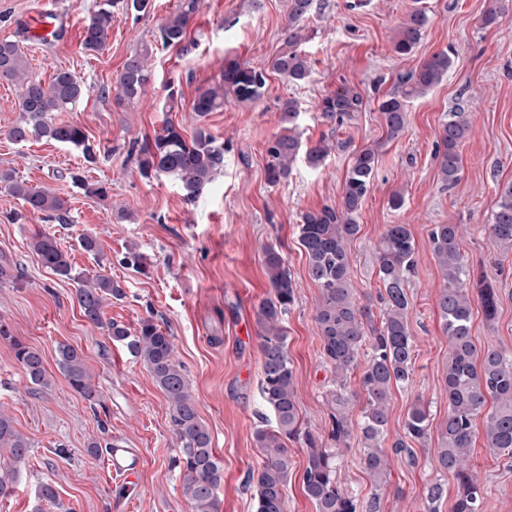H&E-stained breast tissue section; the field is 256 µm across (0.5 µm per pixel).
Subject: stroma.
<instances>
[{
	"label": "stroma",
	"instance_id": "stroma-1",
	"mask_svg": "<svg viewBox=\"0 0 512 512\" xmlns=\"http://www.w3.org/2000/svg\"><path fill=\"white\" fill-rule=\"evenodd\" d=\"M95 2L0 0V40L17 42L33 73L47 83L55 70L66 69L87 85L88 94L66 118L81 124L101 146V159L87 177L111 189L103 202L72 186L68 174L83 163L76 150L43 139L10 140L8 131L19 118L16 89L0 82V170H14L33 187H54L67 199L70 217L66 224L35 217L14 221L22 203L0 188V267L6 269L0 277V321L42 353L53 381L52 388L33 391L11 346L0 341V411L32 444L26 463L13 467V491L0 497V512H111L103 457L87 450L98 436L121 439L143 453L142 491L132 512H192L182 493L180 447L164 394L125 346L84 319L75 283L41 265L30 247L31 236L40 230L56 236L78 271L108 275L121 286L122 297L104 308L105 320L133 329L151 316L169 330L223 464L222 512H255L253 477L264 456L254 432L272 416L260 396L257 309L270 291L263 250L276 246L296 285L283 326L301 430L331 447L326 394L336 375L320 350L314 320L319 290L307 274L298 224L306 211L340 205L353 152L376 143L382 150L358 213L360 231L348 245L351 286L359 303L379 310L384 288L376 275L375 247L387 225H408L417 260L408 289L414 381L392 391L384 441L390 461L386 482H374L364 469L356 434L340 453L337 478L358 501L378 498L379 512H427L425 489L440 483L446 494L439 512H450L457 484L434 466L436 440L413 444L408 451L395 450L394 443L404 434L416 398H423L432 424L448 414L443 382L448 339L436 305L442 279L429 242L432 225L462 226L467 267L486 274L499 291L494 322L474 307L472 336L478 346L512 356V253L503 254L486 230L497 188L512 182V14L486 28L481 19L492 0H365L356 8L350 0H315L304 21L309 38L301 46L312 69L308 81L296 86L269 74L259 102L244 107L229 99L223 111L200 121L191 100L198 88L219 79L225 58L263 69L280 50L288 0H201L189 26L196 46L186 54L156 41L159 24L177 0H155L152 13L140 18L117 13L106 49L85 52L82 33ZM417 7L426 9L430 22L417 51L398 56L391 44L394 31ZM49 8L63 18L64 39L58 43L29 35L39 13ZM146 47L151 79L139 103L121 108L101 97V88L112 87L126 59ZM441 51L452 54L448 74L427 95L408 102L404 135L386 141L379 103L393 90L395 74ZM344 84L360 91L365 108L338 127L321 119L316 105ZM172 87L181 99L169 113L163 106ZM289 98L300 112L297 133L303 146L327 139L336 147L319 167L297 162L288 178L272 184L267 148L283 131L280 105ZM460 108L471 115V131L460 147L461 179L448 189L438 178L435 149L449 112ZM168 119L189 134L205 125L224 143L223 173L192 204L173 179L142 178L127 159L125 142L153 136ZM395 192L404 199L397 210L388 205ZM86 232L97 234L100 254L80 247L78 238ZM132 246L144 255L146 271L122 264ZM61 343L81 349L101 393L100 406L91 407L60 373L56 349ZM286 446L293 463L284 488L288 512H316L302 486L305 444L290 440ZM470 465L487 489L484 512H512V458L490 453L479 436ZM43 484L56 489V504L39 498Z\"/></svg>",
	"mask_w": 512,
	"mask_h": 512
}]
</instances>
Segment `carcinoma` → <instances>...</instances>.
<instances>
[{
	"label": "carcinoma",
	"mask_w": 512,
	"mask_h": 512,
	"mask_svg": "<svg viewBox=\"0 0 512 512\" xmlns=\"http://www.w3.org/2000/svg\"><path fill=\"white\" fill-rule=\"evenodd\" d=\"M200 0H178L173 13L159 27L162 45L188 52L190 20L199 10ZM120 8L140 17L151 13L153 0H100L97 10L84 28L83 50L101 52L109 44L114 9ZM314 8V0H288V28L282 48L268 63V69L255 68L236 58L224 61L220 79L197 90L191 111L200 119L224 108L232 98L242 106L261 100L267 90V72L280 75L292 84L306 81L311 67L300 51L308 39L301 26ZM429 23L426 11L417 9L400 23L392 38V48L400 56L417 49ZM149 50L130 56L112 86L118 105H132L140 100L150 81L146 63ZM451 66L445 51L432 55L417 68L397 74L396 88L379 103L386 128V140L403 133L408 100L423 96L440 83ZM17 87L19 121L9 130L15 143L45 138L80 151L86 164L97 162L99 147L91 142L84 128L74 121L62 120L57 113L69 112L87 92L85 83L68 70H57L49 83L42 82L28 68L18 43L0 40V80ZM364 98L354 88L341 86L325 95L318 104L320 117L327 123L341 125L362 111ZM285 132L267 148V178L272 183L288 177L293 165L305 155L308 164L319 165L331 152L332 145L321 140L301 152L299 139L292 134L299 117L297 103L287 99L280 106ZM471 130V115L462 109L448 113L443 124L435 157L439 179L446 187L458 183L462 171L459 152ZM381 145L368 146L352 154L345 175L342 202L338 207L324 206L301 216L298 237L307 258L309 278L320 290L315 322L322 355L336 374V384L344 385L347 374L359 368V390L364 409L359 425L364 447L363 465L375 482L388 473L387 453L382 440L389 422L392 387L413 383L414 342L409 328L410 301L407 286L415 267L416 244L406 224H389L376 248V273L382 282L383 312L376 316L371 308L357 301L350 286L351 255L348 242L359 232L357 215L374 176ZM127 156L135 159L143 178L169 176L179 182L184 198L191 202L201 190L224 170V142L199 127L188 137L182 126L164 122L154 137L128 142ZM74 187L101 200L109 198L110 187L91 183L81 171L70 173ZM0 186L22 201L32 216L69 223L67 201L49 188L32 187L16 178L11 170H0ZM497 202L489 237L504 252L512 250V183L496 192ZM462 227L459 224H435L429 231L432 253L443 285L437 295L441 326L448 338V363L443 379L448 395V414L439 424L435 466L441 473H451L457 482L451 512H482L485 486L470 470L475 421L485 416L486 447L494 454L512 453V358L493 347L480 348L471 336L472 296L480 300L485 319H495L499 296L497 288L485 276L473 278L460 251ZM42 265L54 275L77 283L76 300L83 317L94 326L103 325V308L110 297L123 295L121 287L105 274L89 278L76 271L54 236L35 233L30 242ZM264 268L271 293L257 311L258 336L262 354L260 394L272 411L274 425L259 427L254 433L257 447L264 454L257 473L255 512H288L284 487L291 469L285 441L301 435L293 368L288 358L286 333L282 326L295 299V285L285 260L273 246L264 248ZM107 325L108 335L125 343L139 359L162 391L171 409L174 434L180 444L183 494L192 512H220L218 490L224 469L213 448L212 435L200 418L182 366L174 357V342L168 330L151 316L141 319L131 330L116 322ZM0 341L10 344L14 357L28 382L41 389L51 385L41 352L13 336L0 323ZM57 365L70 388L91 404L100 401L99 390L85 364L81 350L66 343L57 346ZM332 414L331 439L338 444L351 437L346 415L347 398L329 391ZM405 439L394 443L404 448L411 440L420 444L431 438L429 411L424 401L416 400L409 409L404 428ZM307 462L302 474L305 495L316 512H377L379 500L361 504L340 486L336 472V449L319 448L315 439L305 436ZM0 448L8 449L15 462L27 459L31 443L14 427V421L0 412Z\"/></svg>",
	"instance_id": "carcinoma-1"
}]
</instances>
